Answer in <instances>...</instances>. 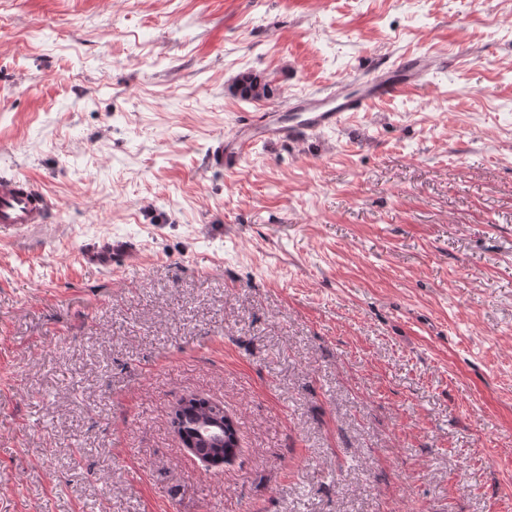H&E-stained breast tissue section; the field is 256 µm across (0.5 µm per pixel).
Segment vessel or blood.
<instances>
[{
	"label": "vessel or blood",
	"instance_id": "b4317fda",
	"mask_svg": "<svg viewBox=\"0 0 512 512\" xmlns=\"http://www.w3.org/2000/svg\"><path fill=\"white\" fill-rule=\"evenodd\" d=\"M423 59L408 58L399 64L376 69L360 79L357 91L298 97L289 110L290 121L276 112H262L241 119L232 138L217 137L211 144L207 163L216 168H231L247 155L256 143H276L298 137L307 131L339 126L369 102L395 95L416 83L422 76ZM46 199L34 183L17 176L0 178V232L16 230L44 221ZM136 250L124 241L105 239L84 245L80 251L83 266L115 269L134 259Z\"/></svg>",
	"mask_w": 512,
	"mask_h": 512
}]
</instances>
